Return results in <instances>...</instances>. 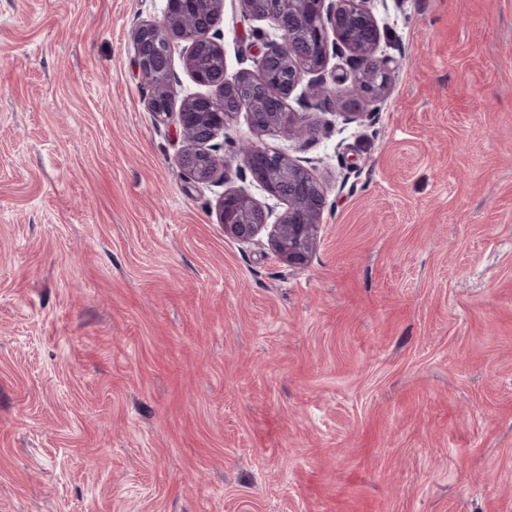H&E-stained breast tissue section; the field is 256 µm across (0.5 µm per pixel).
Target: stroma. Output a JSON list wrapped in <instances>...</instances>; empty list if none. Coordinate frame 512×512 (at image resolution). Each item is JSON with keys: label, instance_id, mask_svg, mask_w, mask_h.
Listing matches in <instances>:
<instances>
[{"label": "stroma", "instance_id": "1", "mask_svg": "<svg viewBox=\"0 0 512 512\" xmlns=\"http://www.w3.org/2000/svg\"><path fill=\"white\" fill-rule=\"evenodd\" d=\"M165 6L0 0V512H512V0H367L386 98L293 92L303 268L225 238V191L286 209L242 158L194 184L148 112ZM218 29L230 78L274 35Z\"/></svg>", "mask_w": 512, "mask_h": 512}]
</instances>
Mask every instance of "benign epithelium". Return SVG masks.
I'll return each mask as SVG.
<instances>
[{
	"instance_id": "obj_1",
	"label": "benign epithelium",
	"mask_w": 512,
	"mask_h": 512,
	"mask_svg": "<svg viewBox=\"0 0 512 512\" xmlns=\"http://www.w3.org/2000/svg\"><path fill=\"white\" fill-rule=\"evenodd\" d=\"M260 0H239L243 17L270 19L277 38L262 41L256 70L244 69L229 80L224 72V47L214 29L224 14V0H167L158 21H143L132 31L134 62L142 80L151 87L147 109L165 120L173 109L172 61L181 50L185 70L193 81L211 90L183 99L178 112L183 147L177 163L182 174L198 185L224 180V145L215 142L225 121L243 109L240 89L247 87L257 102L272 101L280 111L259 121L248 113L251 133L262 136L272 129L305 133L313 130L305 117L290 110L288 97L307 74L312 98L335 96L345 76L325 77L332 52H347L355 64L354 94L366 101L383 98L390 85V60L376 55L380 31L365 0H288V11L261 13ZM187 46L179 47L180 42ZM237 148L252 181L271 197L287 204L277 223L268 224L269 212L244 190L224 192L218 201V219L224 237L249 242L268 231L276 257L292 268L310 262L318 243L319 226L327 204L313 176L297 161L270 146L227 143Z\"/></svg>"
}]
</instances>
